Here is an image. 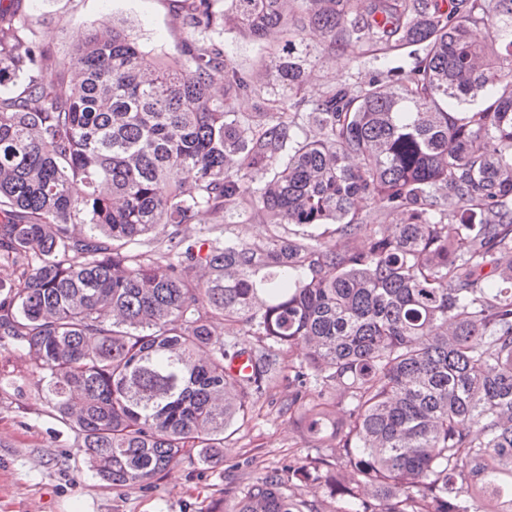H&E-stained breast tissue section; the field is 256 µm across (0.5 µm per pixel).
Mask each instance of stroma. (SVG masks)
I'll list each match as a JSON object with an SVG mask.
<instances>
[{"mask_svg":"<svg viewBox=\"0 0 512 512\" xmlns=\"http://www.w3.org/2000/svg\"><path fill=\"white\" fill-rule=\"evenodd\" d=\"M33 19L37 41L64 66L93 22H112L138 36L153 54L179 58L186 32L179 22L180 0H21ZM228 62L241 70H261L265 45L232 30L220 34ZM380 63L358 51L324 56L302 94L318 98L327 87L349 78L365 79ZM288 396L280 386L276 401L260 399L251 420L224 443V462L207 469L182 461L145 489L112 486L91 471L77 433L52 415L33 389L17 391L0 382V512H208L226 485L244 486L288 458L306 454L311 441L295 418L280 410Z\"/></svg>","mask_w":512,"mask_h":512,"instance_id":"obj_1","label":"stroma"}]
</instances>
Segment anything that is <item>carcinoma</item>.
<instances>
[{
	"instance_id": "1",
	"label": "carcinoma",
	"mask_w": 512,
	"mask_h": 512,
	"mask_svg": "<svg viewBox=\"0 0 512 512\" xmlns=\"http://www.w3.org/2000/svg\"><path fill=\"white\" fill-rule=\"evenodd\" d=\"M17 2L0 0V87L21 84L0 98V347L27 367L0 380L140 489L222 463L290 367L283 409L316 454L214 512H318L310 483L342 512H512V0H182L185 61L103 23L64 72ZM227 26L280 36L260 74L226 65ZM350 47L409 61L297 98L318 50ZM203 213L272 232L191 233ZM243 224H231V230L235 236L245 240L254 241L264 237L268 233L269 226L262 224L257 219L242 217Z\"/></svg>"
}]
</instances>
